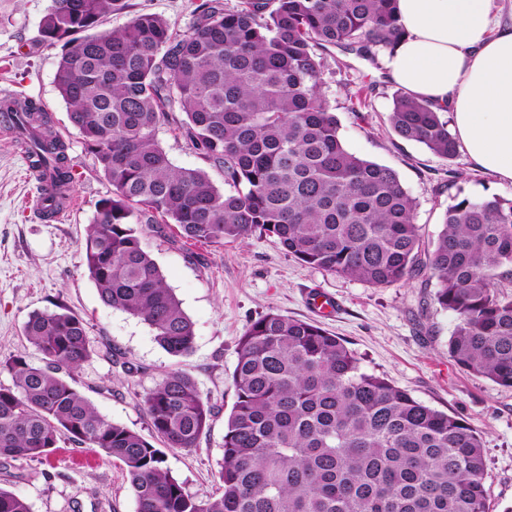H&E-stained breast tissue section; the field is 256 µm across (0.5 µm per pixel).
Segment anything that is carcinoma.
I'll return each mask as SVG.
<instances>
[{
    "instance_id": "1",
    "label": "carcinoma",
    "mask_w": 512,
    "mask_h": 512,
    "mask_svg": "<svg viewBox=\"0 0 512 512\" xmlns=\"http://www.w3.org/2000/svg\"><path fill=\"white\" fill-rule=\"evenodd\" d=\"M123 0H51L43 40L64 42L55 87L84 150L112 187L80 249L102 302L139 318L170 355L195 327L142 246L144 230L175 227L200 244L275 239L288 256L375 288L425 273L452 314L448 358L512 388V200L454 197L421 260L415 201L391 168L348 152L320 91L329 47L393 51L404 35L395 0H205L182 33L155 14L105 25ZM41 194L62 206L74 180L66 144L44 108L0 101ZM181 113L178 119L175 113ZM175 123L224 173L173 165L157 139ZM395 134L451 160L458 144L434 107L405 93ZM23 334L42 365L0 367V460H46L60 442L119 461L136 512H490L480 435L464 420L364 371L316 323L270 310L240 337L235 402L223 437L219 493L200 499L160 449L101 415L69 379L92 355L88 323L59 306L33 311ZM167 448L197 446L213 409L186 371L143 398ZM0 512H32L0 487Z\"/></svg>"
}]
</instances>
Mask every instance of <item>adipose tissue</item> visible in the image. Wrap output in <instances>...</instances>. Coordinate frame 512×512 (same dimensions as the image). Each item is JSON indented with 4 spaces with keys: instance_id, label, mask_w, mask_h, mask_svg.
<instances>
[{
    "instance_id": "1",
    "label": "adipose tissue",
    "mask_w": 512,
    "mask_h": 512,
    "mask_svg": "<svg viewBox=\"0 0 512 512\" xmlns=\"http://www.w3.org/2000/svg\"><path fill=\"white\" fill-rule=\"evenodd\" d=\"M403 38L389 79L451 115L475 169L512 182V26L492 0H397Z\"/></svg>"
}]
</instances>
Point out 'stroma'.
Wrapping results in <instances>:
<instances>
[{
  "label": "stroma",
  "instance_id": "stroma-1",
  "mask_svg": "<svg viewBox=\"0 0 512 512\" xmlns=\"http://www.w3.org/2000/svg\"><path fill=\"white\" fill-rule=\"evenodd\" d=\"M113 14L119 27L138 14H156L181 32L202 0H126ZM50 0H0V97L17 93L42 104L69 146L75 180L70 207L48 219L33 209L37 184L13 135L0 132V364L40 352L22 334L30 312L70 308L90 327L94 353L73 374V386L112 421L152 439L143 397L169 371L183 369L213 407L196 447L165 449V465L200 498L216 494L225 421L235 401L237 347L250 321L270 310L319 323L342 338L362 368L386 378L416 400L470 424L481 436L485 487L492 512H512V388L463 371L448 358L455 321L433 301L434 281L418 276L388 288L331 275L289 257L269 237L200 245L147 231L143 245L195 325L193 352L176 358L138 318L104 305L81 265L80 243L96 202L110 186L86 154L59 96L54 73L61 44L41 42ZM321 92L339 125L343 146L394 169L416 202L424 244L436 241L454 196L512 199V183L474 169L465 152L445 160L399 138L389 115L399 87L389 81L385 53L367 60L340 47L325 54ZM160 145L183 169L206 168L216 186L221 169L205 166L175 125H161ZM457 171L449 182V171ZM334 299V311L312 305L313 294ZM138 371L127 374L125 364ZM0 486L25 498L32 512H135L123 466L95 450L68 444L49 461L0 463Z\"/></svg>",
  "mask_w": 512,
  "mask_h": 512
}]
</instances>
